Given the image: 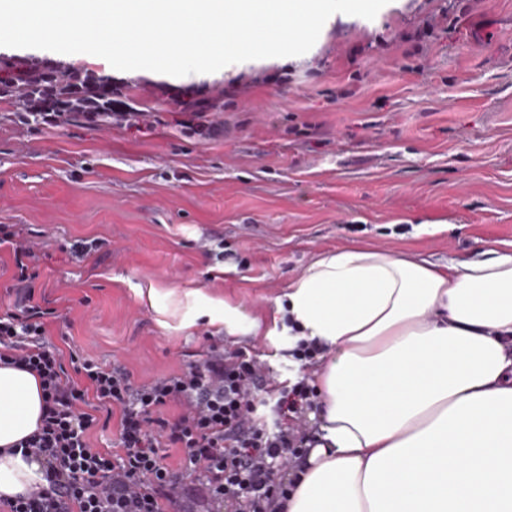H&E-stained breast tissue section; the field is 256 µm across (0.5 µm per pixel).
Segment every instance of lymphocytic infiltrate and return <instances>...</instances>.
<instances>
[{
  "label": "lymphocytic infiltrate",
  "instance_id": "1",
  "mask_svg": "<svg viewBox=\"0 0 512 512\" xmlns=\"http://www.w3.org/2000/svg\"><path fill=\"white\" fill-rule=\"evenodd\" d=\"M3 244L22 300L0 311V363L40 380V422L18 446L42 465L46 483L0 500V512H199L201 500L206 512H286L315 444L311 376L268 382L244 347L212 349L203 362L143 384L125 367L64 357L47 339L59 311L34 300L33 249L14 224H0ZM172 406L180 413L170 420L163 412ZM105 416L119 419L113 449L89 441Z\"/></svg>",
  "mask_w": 512,
  "mask_h": 512
}]
</instances>
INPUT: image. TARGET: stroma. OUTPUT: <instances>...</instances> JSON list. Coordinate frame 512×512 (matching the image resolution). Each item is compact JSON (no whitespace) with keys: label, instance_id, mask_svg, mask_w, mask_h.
Here are the masks:
<instances>
[{"label":"stroma","instance_id":"1","mask_svg":"<svg viewBox=\"0 0 512 512\" xmlns=\"http://www.w3.org/2000/svg\"><path fill=\"white\" fill-rule=\"evenodd\" d=\"M111 78L138 127L34 129L0 103V224L22 225L62 351L135 382L244 346L295 380L278 301L321 254L436 263L512 243V0H389L310 51L189 79L30 48ZM212 100L221 132L179 123ZM97 240L79 259L70 246Z\"/></svg>","mask_w":512,"mask_h":512}]
</instances>
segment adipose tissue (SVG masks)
<instances>
[{
	"label": "adipose tissue",
	"instance_id": "1",
	"mask_svg": "<svg viewBox=\"0 0 512 512\" xmlns=\"http://www.w3.org/2000/svg\"><path fill=\"white\" fill-rule=\"evenodd\" d=\"M483 249L328 251L289 285L295 339L328 351L287 512H512V248ZM41 408L37 377L0 364V499L42 481L10 452Z\"/></svg>",
	"mask_w": 512,
	"mask_h": 512
}]
</instances>
